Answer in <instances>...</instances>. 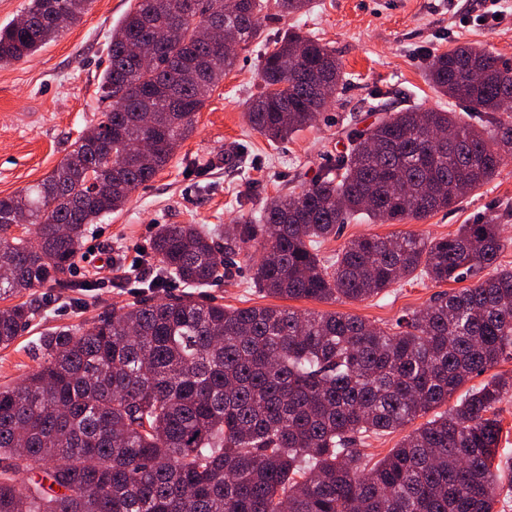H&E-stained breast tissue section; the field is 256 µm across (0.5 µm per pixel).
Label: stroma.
<instances>
[{"label":"stroma","mask_w":512,"mask_h":512,"mask_svg":"<svg viewBox=\"0 0 512 512\" xmlns=\"http://www.w3.org/2000/svg\"><path fill=\"white\" fill-rule=\"evenodd\" d=\"M130 0H92L89 11L57 40L26 61L0 65V196L41 182L62 161L71 142L105 108L98 94L108 63L112 30ZM505 18L481 21L479 0H312L303 16L282 15L276 0H263L257 42L240 50L238 61L198 112L189 137L169 165L140 186L123 209L90 225L69 274L70 287L47 286L17 295L34 318L8 347H0V387L20 384L44 361L40 340L47 333L76 329L97 316L151 297L128 277L132 260L148 264L146 252L159 225L235 224L256 216L271 198L301 191L345 152L347 131L389 112L420 106L466 112L464 103L437 93L426 79L434 54L458 43L485 47L512 62V0ZM311 32L333 50L348 75L331 104L312 126L287 140L270 143L248 122L249 103L261 92L263 43L290 27ZM502 226L501 264L512 267V158L481 188L450 210L400 224L365 221L343 225L321 251L332 254L350 239L415 232L448 236L460 225L486 217ZM259 257L243 248L234 274L193 289L200 301L227 307L273 306L250 279ZM442 285L426 277L405 281L362 301L326 304L291 301L300 312L335 310L391 325L423 309Z\"/></svg>","instance_id":"stroma-1"}]
</instances>
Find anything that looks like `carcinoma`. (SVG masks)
<instances>
[{
    "label": "carcinoma",
    "mask_w": 512,
    "mask_h": 512,
    "mask_svg": "<svg viewBox=\"0 0 512 512\" xmlns=\"http://www.w3.org/2000/svg\"><path fill=\"white\" fill-rule=\"evenodd\" d=\"M309 4L277 0L285 15ZM89 6L29 0L22 24L0 28V64L34 55ZM261 11L260 0H134L99 83L108 109L50 175L0 198V299L70 287L88 225L169 164L237 49L259 37ZM217 22L231 38L220 48L198 37ZM260 77L247 115L273 143L310 126L329 104L322 88L347 80L300 29L265 48ZM427 79L467 104L470 120L394 112L350 129L336 167L251 221L162 225L149 287L226 278V256L247 245L261 253L253 284L280 299L364 300L417 271L437 284L475 282L391 327L185 295L45 336L44 363L0 388V512H495L512 492V464L496 461L512 373L449 401L512 359V268L499 263L496 219L434 239L362 236L320 254L352 218L396 224L456 206L512 156L511 67L463 44L434 56ZM141 140L154 149L131 155ZM33 315L25 302L0 308V346ZM441 405L385 457L364 461L356 444Z\"/></svg>",
    "instance_id": "cac0c4a2"
}]
</instances>
